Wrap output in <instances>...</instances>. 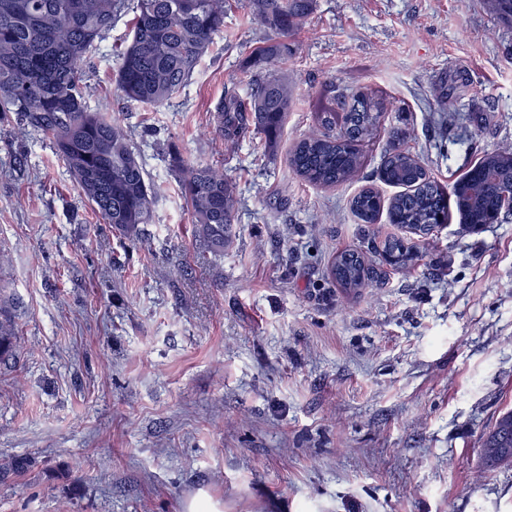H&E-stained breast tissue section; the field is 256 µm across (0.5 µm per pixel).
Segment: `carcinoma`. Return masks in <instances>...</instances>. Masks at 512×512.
Segmentation results:
<instances>
[{
  "mask_svg": "<svg viewBox=\"0 0 512 512\" xmlns=\"http://www.w3.org/2000/svg\"><path fill=\"white\" fill-rule=\"evenodd\" d=\"M281 40L257 50L269 69L253 81L243 103L230 94L216 115L217 130L229 145L249 133L264 136L267 152L277 153L279 137L294 101L287 79L277 75L288 56V37L312 13L315 0H237ZM499 21L512 24V0H484ZM230 0H0V118L16 113L38 129L74 177L104 223L127 238H140L152 223L156 191L147 183L142 164L125 128L108 112L88 108L79 90V64L95 49L122 10L134 14L130 39L116 70L123 97L150 107L168 103L187 84L213 37L224 30ZM343 112L319 113L322 133L299 139L288 165L300 179L337 187L361 169L359 145L377 130L383 111L368 92L342 103ZM385 155L379 178L403 191L391 199L371 188L351 200L361 224H375L382 213L389 223L428 238L435 227L457 214L460 230L481 232L512 216V151H484L475 164L447 189L429 175L422 159L401 144ZM179 182L193 217V231L215 256L233 242L236 191L224 171L197 162L177 161ZM383 261L397 268L418 258L416 244L403 237L381 242ZM377 273L367 252L351 249L338 255L330 278L355 291L370 288ZM15 320L0 300V363L16 357ZM486 471L512 468V409L499 414L478 451Z\"/></svg>",
  "mask_w": 512,
  "mask_h": 512,
  "instance_id": "carcinoma-1",
  "label": "carcinoma"
}]
</instances>
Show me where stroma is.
<instances>
[{"instance_id": "stroma-1", "label": "stroma", "mask_w": 512, "mask_h": 512, "mask_svg": "<svg viewBox=\"0 0 512 512\" xmlns=\"http://www.w3.org/2000/svg\"><path fill=\"white\" fill-rule=\"evenodd\" d=\"M131 13L82 67L89 108L120 115L157 188L145 239L120 236L44 137L0 121V286L22 348L0 366V512H512V470L477 449L512 408V219L421 245L413 268L344 294L327 274L361 245L353 194L404 129L452 186L512 147V25L482 0H316L289 39L294 103L276 156L227 149L214 114L264 75L276 34L233 4L180 94L126 102ZM366 89L382 125L336 188L288 167L316 115ZM222 167L234 243L196 241L177 159ZM32 460L17 474L11 462Z\"/></svg>"}]
</instances>
